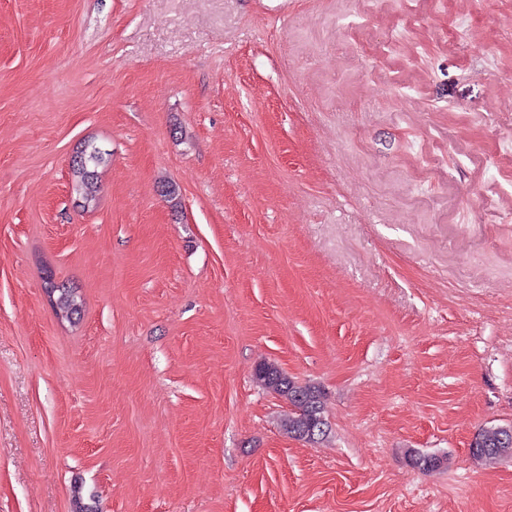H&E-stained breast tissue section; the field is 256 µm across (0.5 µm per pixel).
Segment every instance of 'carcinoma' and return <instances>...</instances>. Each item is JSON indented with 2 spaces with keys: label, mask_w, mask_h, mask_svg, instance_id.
Segmentation results:
<instances>
[{
  "label": "carcinoma",
  "mask_w": 512,
  "mask_h": 512,
  "mask_svg": "<svg viewBox=\"0 0 512 512\" xmlns=\"http://www.w3.org/2000/svg\"><path fill=\"white\" fill-rule=\"evenodd\" d=\"M108 153L93 142H89L74 158L73 176L77 187L82 191L84 199L92 201L98 189V168L106 161ZM44 287L58 294L55 299L57 309L67 316L79 313L80 308L75 296L68 290L57 286L51 273L44 277ZM256 378L267 389L283 397L292 406V411L283 420V429L292 437L307 443H316L322 434L311 438L305 435L312 415L324 414V402L321 389L313 384H300L293 378L283 374V371L271 363H263L256 368ZM501 435L500 426H484L478 430L470 447L472 458L485 465L491 466L504 458L512 457V444L498 443Z\"/></svg>",
  "instance_id": "carcinoma-1"
}]
</instances>
